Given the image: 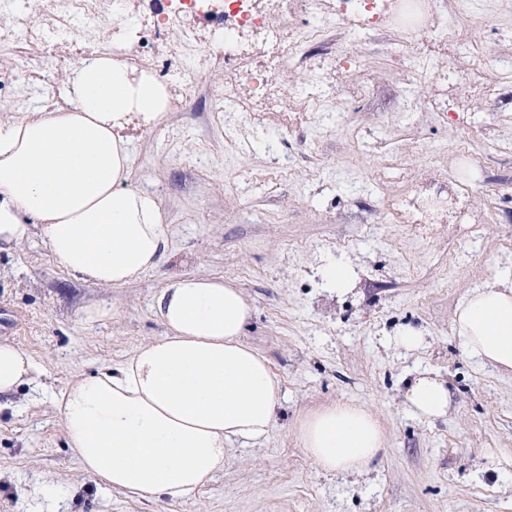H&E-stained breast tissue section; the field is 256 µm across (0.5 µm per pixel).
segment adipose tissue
Returning <instances> with one entry per match:
<instances>
[{
  "mask_svg": "<svg viewBox=\"0 0 512 512\" xmlns=\"http://www.w3.org/2000/svg\"><path fill=\"white\" fill-rule=\"evenodd\" d=\"M71 97L70 108L0 121V251L38 234L77 278L125 285L161 262L169 240L156 197L126 185L133 155L120 131L132 115L161 119L167 88L97 52L75 68ZM152 308L165 335L70 385L55 406L68 447L96 483L175 500L212 480L228 444L266 437L283 391L243 340L252 307L239 288L178 276ZM456 331L465 357L512 370V285L495 280L467 297ZM38 371L30 355L0 342V395ZM406 400L423 418L448 413L446 385L427 373L413 379ZM298 434L315 466L331 474L363 473L384 446L375 416L356 405L311 413Z\"/></svg>",
  "mask_w": 512,
  "mask_h": 512,
  "instance_id": "ef3b65f1",
  "label": "adipose tissue"
}]
</instances>
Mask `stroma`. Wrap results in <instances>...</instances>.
Wrapping results in <instances>:
<instances>
[{"instance_id":"35a3bbf8","label":"stroma","mask_w":512,"mask_h":512,"mask_svg":"<svg viewBox=\"0 0 512 512\" xmlns=\"http://www.w3.org/2000/svg\"><path fill=\"white\" fill-rule=\"evenodd\" d=\"M463 36L455 60L425 65L395 53L391 30L366 33L338 0L336 13H299L295 31L321 24L326 48L307 64L279 66L281 43L243 34L240 49L274 72L283 95L319 97L304 126L234 111L224 99V26L180 17L154 48L144 30L155 0H132L98 32L120 40L137 68L164 65L183 94L160 122L129 128L128 185L153 193L171 249L135 282L101 287L54 263L41 237L0 253V341L23 349L43 373L0 397V512H512V372L466 358L458 306L493 277H512V0H441ZM192 47L171 54L184 35ZM54 41L0 48V118L69 107L73 66L31 82ZM353 56L356 74L339 55ZM479 67L496 86L468 98L460 71ZM455 178L464 207L450 223H404L395 212L425 182ZM348 262L351 289L321 276ZM178 275L240 288L253 316L244 340L281 380L284 399L266 440L233 443L224 467L188 497L137 498L97 485L66 445L53 396L120 364L166 329L153 298ZM110 317L86 322L87 308ZM404 327L416 348L395 345ZM427 371L450 392L446 417L412 414L406 391ZM364 406L386 446L361 474H326L296 435L328 404ZM58 487L45 496V487Z\"/></svg>"}]
</instances>
